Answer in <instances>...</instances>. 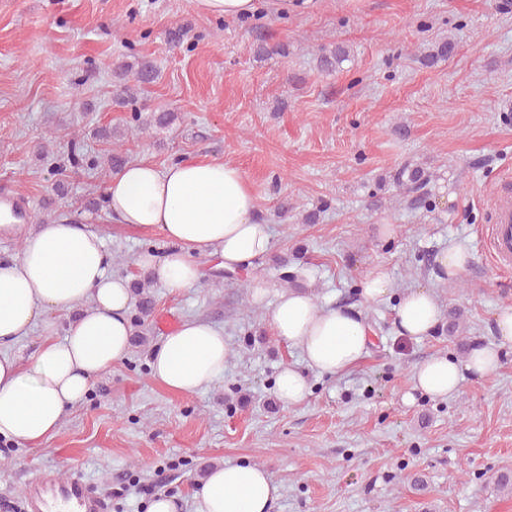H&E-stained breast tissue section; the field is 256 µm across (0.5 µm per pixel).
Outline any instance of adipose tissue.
<instances>
[{
    "instance_id": "obj_1",
    "label": "adipose tissue",
    "mask_w": 512,
    "mask_h": 512,
    "mask_svg": "<svg viewBox=\"0 0 512 512\" xmlns=\"http://www.w3.org/2000/svg\"><path fill=\"white\" fill-rule=\"evenodd\" d=\"M112 221L159 231L170 248L142 252L138 267L171 293L198 286L209 269L251 272L273 248L269 223L240 170L224 160L177 161L160 167L136 159L104 187ZM22 242L19 256L0 260V345L24 336L55 314L79 310L64 338L47 337L28 363L0 354V438L37 446L52 438L67 412L79 406L97 379L130 350L132 296L126 278L113 276L112 256L88 225L47 222L37 230L15 223L0 206V238ZM442 308L428 287L405 290L395 309L399 335L428 336ZM267 318L278 338L299 348L304 368L287 366L276 395L288 406L303 403L308 372L337 376L365 360L375 331L363 312L317 304L304 289L281 292ZM494 323L498 345L472 349L465 362L435 355L412 372L416 390L434 398L457 393L464 375L484 377L499 367L500 349L512 345V306ZM230 347L224 332L187 318L150 351L152 378L176 394H193L224 374ZM279 487L254 464H224L207 473L196 493V512H271Z\"/></svg>"
}]
</instances>
